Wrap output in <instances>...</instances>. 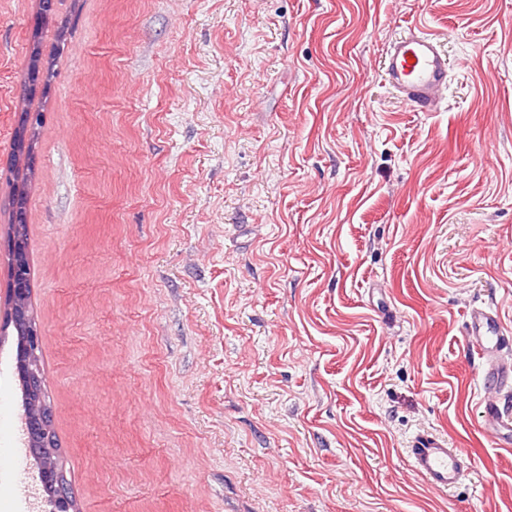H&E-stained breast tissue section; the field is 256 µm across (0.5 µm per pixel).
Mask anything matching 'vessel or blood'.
<instances>
[{
	"label": "vessel or blood",
	"mask_w": 512,
	"mask_h": 512,
	"mask_svg": "<svg viewBox=\"0 0 512 512\" xmlns=\"http://www.w3.org/2000/svg\"><path fill=\"white\" fill-rule=\"evenodd\" d=\"M386 80L414 112L439 111L448 87V59L435 34L414 28L393 39L386 53ZM465 335L485 393L481 402V430L498 445L512 447V330L496 307L471 306ZM412 470L441 491L463 483L473 468L472 458L448 445L447 435L416 431L407 448Z\"/></svg>",
	"instance_id": "vessel-or-blood-1"
}]
</instances>
